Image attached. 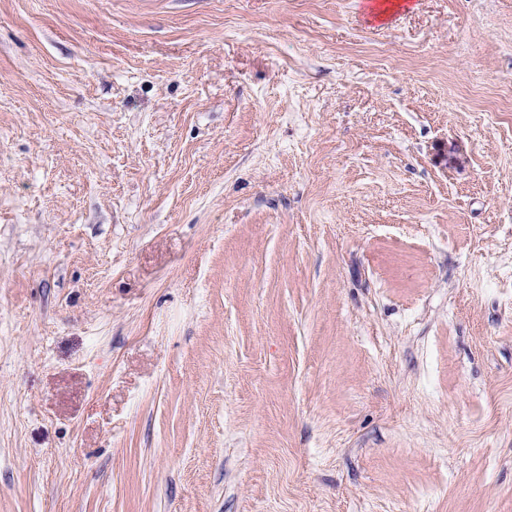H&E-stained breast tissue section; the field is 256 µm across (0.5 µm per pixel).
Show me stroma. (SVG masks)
<instances>
[{
    "label": "stroma",
    "mask_w": 512,
    "mask_h": 512,
    "mask_svg": "<svg viewBox=\"0 0 512 512\" xmlns=\"http://www.w3.org/2000/svg\"><path fill=\"white\" fill-rule=\"evenodd\" d=\"M0 512H512V0H0Z\"/></svg>",
    "instance_id": "35a3bbf8"
}]
</instances>
